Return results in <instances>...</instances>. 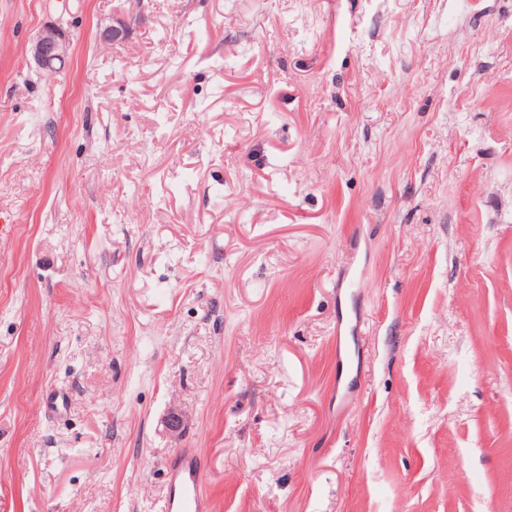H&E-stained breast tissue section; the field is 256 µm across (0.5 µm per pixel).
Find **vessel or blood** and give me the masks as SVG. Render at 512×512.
<instances>
[{"label": "vessel or blood", "instance_id": "vessel-or-blood-1", "mask_svg": "<svg viewBox=\"0 0 512 512\" xmlns=\"http://www.w3.org/2000/svg\"><path fill=\"white\" fill-rule=\"evenodd\" d=\"M168 491L163 512H210L203 492L204 468L195 449L183 448L166 463Z\"/></svg>", "mask_w": 512, "mask_h": 512}]
</instances>
